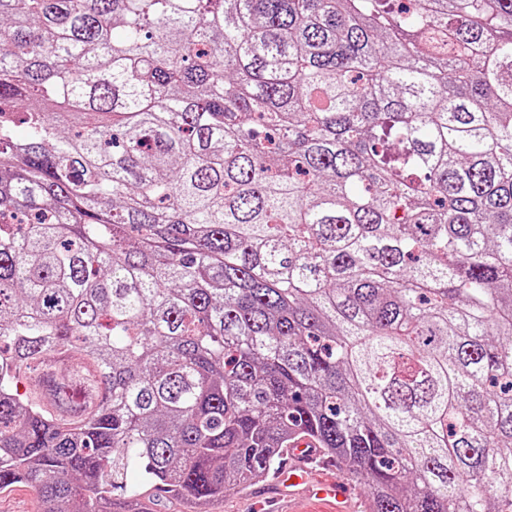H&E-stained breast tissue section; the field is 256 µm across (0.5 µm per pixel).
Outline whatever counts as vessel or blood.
<instances>
[{"label":"vessel or blood","mask_w":512,"mask_h":512,"mask_svg":"<svg viewBox=\"0 0 512 512\" xmlns=\"http://www.w3.org/2000/svg\"><path fill=\"white\" fill-rule=\"evenodd\" d=\"M286 455L288 472L278 476L277 484L281 497L288 501V512H352L351 493L344 482L312 480L311 466L318 455L310 439L293 440Z\"/></svg>","instance_id":"obj_1"}]
</instances>
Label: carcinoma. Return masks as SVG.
Wrapping results in <instances>:
<instances>
[{
    "mask_svg": "<svg viewBox=\"0 0 512 512\" xmlns=\"http://www.w3.org/2000/svg\"><path fill=\"white\" fill-rule=\"evenodd\" d=\"M299 437L512 512V0H0V491L209 512Z\"/></svg>",
    "mask_w": 512,
    "mask_h": 512,
    "instance_id": "obj_1",
    "label": "carcinoma"
}]
</instances>
